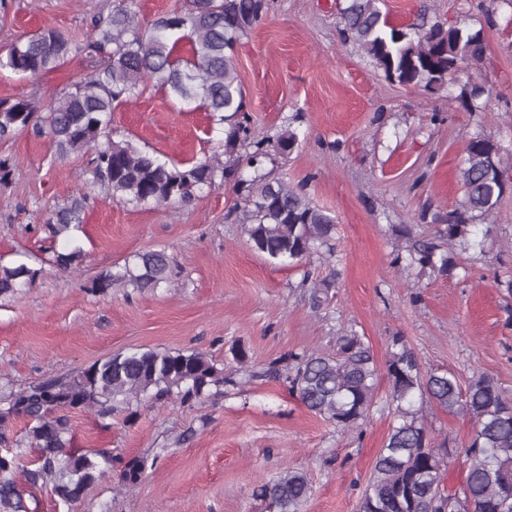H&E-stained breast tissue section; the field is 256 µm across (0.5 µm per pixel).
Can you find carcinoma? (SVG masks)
<instances>
[{
    "instance_id": "carcinoma-1",
    "label": "carcinoma",
    "mask_w": 512,
    "mask_h": 512,
    "mask_svg": "<svg viewBox=\"0 0 512 512\" xmlns=\"http://www.w3.org/2000/svg\"><path fill=\"white\" fill-rule=\"evenodd\" d=\"M382 0H348L340 13L343 42L361 49L386 77L430 92L448 88L484 54L482 30L428 19L397 28L385 20ZM267 10V0H188L180 11L164 14L144 28L136 0H118L107 18L93 16L86 41L43 27L11 44L0 56V70L34 79L79 55L95 59V70L45 107L25 96L0 100V141L28 128L47 135L55 154L91 153V186L114 198L141 206L189 203L234 180L243 192L238 223L249 244L270 261L294 264L321 249L334 253L336 216L314 205L305 185L291 186L272 177L266 164L291 153L297 134L290 128L275 136L251 132L245 91L238 75L235 47ZM189 41L188 53L181 45ZM186 108H203L227 125L225 148L245 145L248 179L239 176V160L210 156L167 162L130 141L112 139V112L140 98L151 81ZM460 177L463 200L449 210L433 235L414 238L408 225L398 228L407 239V260L440 276L458 267L455 248H483L496 225L506 188L512 187L501 147L489 136L471 137L464 149ZM87 195L55 208L47 218L54 236L66 239L55 266L79 268L84 250L82 230ZM171 257L164 250L136 252L124 265L101 271L91 291L105 294L115 286L143 291L168 282ZM37 271L25 262L0 265V296H11L33 281ZM388 405L393 422L359 500V512H512V397L492 377L479 375L467 385L445 372L423 369L401 336L392 337L385 361ZM285 377L289 389L311 413L354 431L362 428L376 404L380 366L374 353L354 331L336 337L333 352L290 356L288 373L271 361L249 378ZM229 382L197 350L131 348L114 353L69 377L49 378L4 397L0 406V442L8 443L9 425L27 422V438L37 452L36 467L25 470L32 488L51 486L63 502L80 500L85 490L112 478L115 459L104 450H71L70 413L93 410L102 418L130 411L132 402L164 405L200 400ZM428 400L473 422V434L459 451L466 467L457 490L445 487L447 467L442 445L435 442L416 400ZM21 453L0 455V512H29L24 491L14 480ZM148 459L120 461L118 482L137 485ZM279 512H302L311 486L301 473L284 471L256 487Z\"/></svg>"
}]
</instances>
